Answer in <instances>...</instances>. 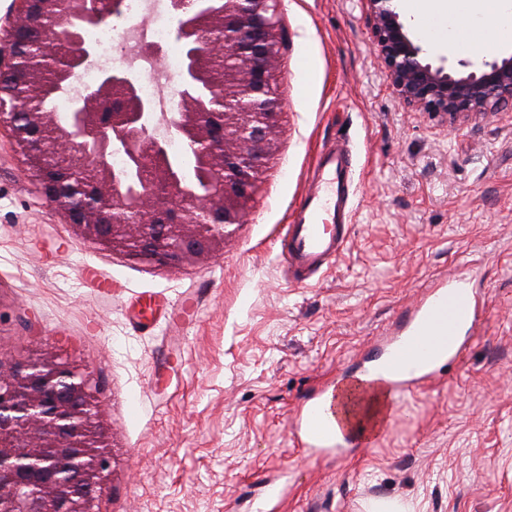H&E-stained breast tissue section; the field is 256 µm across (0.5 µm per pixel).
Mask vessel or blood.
<instances>
[{"label":"vessel or blood","mask_w":512,"mask_h":512,"mask_svg":"<svg viewBox=\"0 0 512 512\" xmlns=\"http://www.w3.org/2000/svg\"><path fill=\"white\" fill-rule=\"evenodd\" d=\"M354 175L351 149L333 144L319 153L292 219L280 234L279 258L290 282L309 283L345 251L354 215ZM472 272L466 264L452 276L435 279L413 311L383 338L379 353L361 358L358 375L395 399L428 387L442 365L461 358L487 312L484 296L470 285ZM334 403L326 390L301 408L293 434L298 447L339 454L368 443V436L337 430Z\"/></svg>","instance_id":"1"}]
</instances>
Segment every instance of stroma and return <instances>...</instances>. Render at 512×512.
I'll return each instance as SVG.
<instances>
[{
	"label": "stroma",
	"instance_id": "35a3bbf8",
	"mask_svg": "<svg viewBox=\"0 0 512 512\" xmlns=\"http://www.w3.org/2000/svg\"><path fill=\"white\" fill-rule=\"evenodd\" d=\"M284 99L263 198L221 257L187 269L77 236L0 127V362L46 349L91 375L111 435L101 512H512V109L456 126L396 97L363 0H283ZM512 55L425 59L453 72ZM355 158L351 244L310 286L279 236L318 151ZM480 260L482 333L442 379L403 396L385 436L342 457L295 447L302 401L356 359L435 277ZM157 294L156 324L136 298Z\"/></svg>",
	"mask_w": 512,
	"mask_h": 512
}]
</instances>
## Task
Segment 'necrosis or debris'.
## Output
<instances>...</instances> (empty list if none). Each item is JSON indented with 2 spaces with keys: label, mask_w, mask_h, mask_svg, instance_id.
Instances as JSON below:
<instances>
[{
  "label": "necrosis or debris",
  "mask_w": 512,
  "mask_h": 512,
  "mask_svg": "<svg viewBox=\"0 0 512 512\" xmlns=\"http://www.w3.org/2000/svg\"><path fill=\"white\" fill-rule=\"evenodd\" d=\"M173 17L169 0H125L124 13L111 25L90 31L95 53L70 81L60 111H69L107 70H129L141 74L139 91L143 98L157 103L160 111L177 107L172 91L181 77V53L171 39ZM166 50L163 66L151 59L152 49Z\"/></svg>",
  "instance_id": "obj_1"
}]
</instances>
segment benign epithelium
<instances>
[{"label":"benign epithelium","mask_w":512,"mask_h":512,"mask_svg":"<svg viewBox=\"0 0 512 512\" xmlns=\"http://www.w3.org/2000/svg\"><path fill=\"white\" fill-rule=\"evenodd\" d=\"M281 0H170L184 44L180 102L163 116L206 171L203 195L172 176L165 143L151 133L153 106L127 71H108L83 101L77 127H56L38 101L45 75L87 59L83 42L64 53L52 21L101 23L118 0H12L0 32V126L11 132L46 202L88 241L138 262L185 268L223 253L245 222L277 149L282 107L278 61ZM398 0H365L394 93L449 124L512 103V55L465 75L422 58ZM29 86L18 102L5 79ZM122 151L140 174L129 192L110 166ZM109 431L99 387L49 352L0 363V512H100L108 488Z\"/></svg>","instance_id":"obj_1"}]
</instances>
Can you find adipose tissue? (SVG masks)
<instances>
[{
	"instance_id": "obj_1",
	"label": "adipose tissue",
	"mask_w": 512,
	"mask_h": 512,
	"mask_svg": "<svg viewBox=\"0 0 512 512\" xmlns=\"http://www.w3.org/2000/svg\"><path fill=\"white\" fill-rule=\"evenodd\" d=\"M467 18L483 32L480 48L492 49L512 42V0H404L420 35L434 46L454 53L469 43L458 32L460 5ZM383 399L363 386H348L336 399V417L345 430L357 432L377 418Z\"/></svg>"
}]
</instances>
